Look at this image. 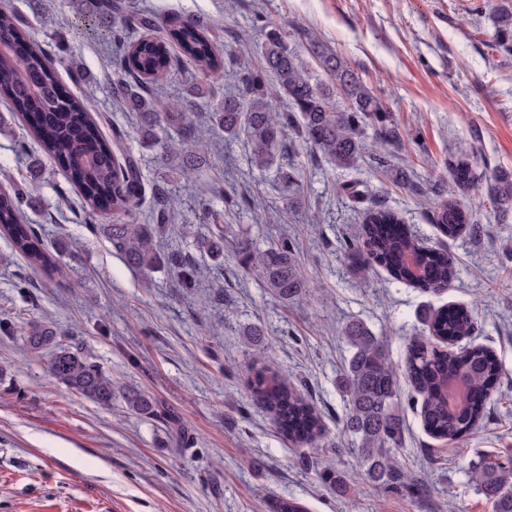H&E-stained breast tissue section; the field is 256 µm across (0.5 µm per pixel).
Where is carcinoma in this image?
Segmentation results:
<instances>
[{
  "mask_svg": "<svg viewBox=\"0 0 512 512\" xmlns=\"http://www.w3.org/2000/svg\"><path fill=\"white\" fill-rule=\"evenodd\" d=\"M119 17L112 31L116 52L112 56V93L143 114L144 134H165L173 151L168 160L182 161L181 169L196 170L187 142L192 135L193 109L188 101L163 102L154 96V86L176 69L197 70L207 81L224 78L227 62L217 37L201 22L187 19L164 26L149 11L126 12L125 0H97L95 15ZM498 38L512 36V12L504 8L495 18ZM328 82L314 80L288 47V36L274 30L262 47V66L246 71L235 92L211 105V118L227 140L242 139L249 147L251 165L267 168L291 148L292 137L337 168H350L359 161L388 167L387 154L368 148L364 128L372 126L374 139L392 146L400 131L381 99L357 76L351 66L329 47L310 39ZM344 93L351 107L339 110L336 93ZM288 101L279 111L276 100ZM0 101L23 121L45 156L66 176L91 210L112 209V223L91 224L92 233L110 240L112 247L134 269L149 272L163 263L180 271L178 287L195 292L204 287L205 276L196 257L173 252L162 258L154 233L169 223L177 203L156 184L151 189L150 223L138 222V210L146 199L137 160L123 153V138L109 139L103 133L91 95L78 97L63 90L46 51L33 42L6 6H0ZM477 161L448 160L452 190L433 211V223L450 238L471 223L456 194L467 192L480 178ZM487 188L495 204L512 205V175L488 176ZM218 190L196 198L195 208L212 215ZM27 198L20 192L0 189V233L12 251L33 268L52 277L60 271L59 255L44 243L34 225L21 220ZM198 251L212 257L224 252V226L197 243ZM344 248L361 271L377 264L391 276L419 288L441 290L455 277L453 259L444 250L419 244L403 227L397 212L372 209L357 239ZM294 243L282 235L267 249L254 255L266 286L286 299L303 287L293 257ZM424 321L431 339L418 336L407 346L405 374L422 397L421 417L429 434L439 440L457 441L484 418L486 400L496 386L501 367L496 355L483 346L459 352L442 348L475 330L473 312L463 306L439 307L426 312ZM344 336L352 355L342 374L347 398L346 430L355 436L354 453L361 460L364 476L385 488L407 495L422 492L408 478L396 456L402 444L403 423L395 410L399 395L397 370L389 361L384 341L362 322H351ZM29 348L43 360L46 372L68 391L103 407L122 394L128 407L143 415L155 412L154 402L137 390L118 391L112 378L49 326L33 324L26 336ZM252 391L272 414L280 431L291 441L312 445L324 432L313 407L288 387L274 372L255 373ZM478 491L491 502L494 512H512V456L474 467Z\"/></svg>",
  "mask_w": 512,
  "mask_h": 512,
  "instance_id": "1",
  "label": "carcinoma"
}]
</instances>
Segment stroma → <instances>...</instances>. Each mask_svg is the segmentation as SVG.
<instances>
[{"mask_svg": "<svg viewBox=\"0 0 512 512\" xmlns=\"http://www.w3.org/2000/svg\"><path fill=\"white\" fill-rule=\"evenodd\" d=\"M86 2L9 0L67 89L93 93L105 135L123 132L144 180L180 197L162 252L194 250L209 233L207 220L187 211L209 185H233L249 203L224 225L222 273L209 275L198 293H183L169 266L131 269L105 237L89 233L111 215L86 208L0 104V187L31 193L25 222L47 246L67 245L62 274L51 279L0 235V512H277L292 498L308 512H493L469 465L512 455V206L497 207L486 184H476L459 197L474 227L455 238L441 234L432 211L448 186L449 155L475 152L488 171L512 173V52L496 46L493 25L506 0H129L168 20H201L217 35L232 65L216 94L234 91L240 72L260 66L265 35L276 29L313 78L325 74L310 34L382 99L402 134L389 161L411 187L363 162L341 169L304 152L299 195L284 187L278 167H252L246 143H225L202 98L193 142L203 166L188 176L169 171L161 145L143 140L140 114L112 95V22L80 29ZM59 32L68 51L55 46ZM21 139L24 158L15 154ZM378 206L396 211L422 245L448 251L451 288L424 291L381 267L359 274L342 244L361 234L366 211ZM274 210L287 212V222L269 223ZM284 233L305 281L286 300L237 254L262 251ZM20 275L29 282L23 291L15 286ZM446 305L472 309L478 330L456 346L492 350L501 377L482 426L454 443L425 431L421 398L400 378L397 456L424 488L416 499L361 474L344 428L340 372L351 348L343 329L360 321L383 335L399 369L425 311ZM32 320L69 337L113 380L153 397L155 415L135 414L121 399L102 408L67 392L23 344ZM252 327L261 329L259 340L248 337ZM261 364L287 376L321 417L317 447L289 442L251 394ZM326 469L346 476L345 491L322 483Z\"/></svg>", "mask_w": 512, "mask_h": 512, "instance_id": "35a3bbf8", "label": "stroma"}]
</instances>
